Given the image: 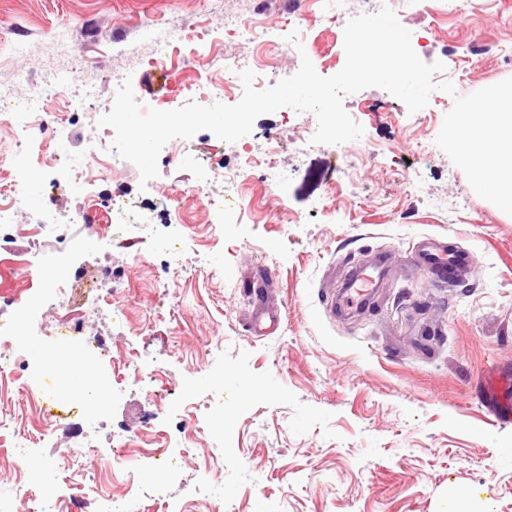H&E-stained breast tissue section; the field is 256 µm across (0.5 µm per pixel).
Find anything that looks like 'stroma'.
<instances>
[{
	"label": "stroma",
	"instance_id": "stroma-1",
	"mask_svg": "<svg viewBox=\"0 0 512 512\" xmlns=\"http://www.w3.org/2000/svg\"><path fill=\"white\" fill-rule=\"evenodd\" d=\"M252 4L0 0V33L23 42L0 82L23 94L27 75L70 68L96 84L80 109L65 95L48 103L66 124V149L79 156L124 79L142 105L181 100L179 73L146 63L153 42L144 24L192 33L179 46L187 56L218 44L249 57L255 44L228 31ZM369 9V0H350L341 15L313 5L302 30L323 54L314 64L320 75L342 69L344 26ZM427 50L463 95L512 77V0H483L463 25L440 19ZM363 94L372 109L390 111L355 114L364 128L349 144L365 156L358 168L330 145L294 153L296 115L260 116L247 135L260 148L268 135L284 139L277 160L287 180L252 181L249 193L278 200L294 224L233 214L216 226L199 208L183 227L186 256H173L158 235L185 182L173 176L143 191L134 166L97 178V192L122 185L154 219L129 226L108 251L74 225L71 254L81 264H138L139 284L116 299L124 318L105 309L91 321L111 343L112 361L95 364L79 351L45 375L44 355L62 345L54 336L11 361L0 385V499L11 500L12 512H28L21 485L50 505L76 486L81 512H102L85 482L107 466L114 475L101 489L134 494L143 512H447L460 496L466 512H512V418L490 423L482 385L498 372V397L512 402V216L479 197L436 145L443 113H409L379 88ZM428 237L468 251L470 272L438 278L417 258ZM359 265L380 267L377 288L364 309H341L346 275ZM158 365L176 386L160 412L143 381ZM47 376L69 427L39 448L45 464L32 476L6 463L44 424L30 392ZM89 378L117 390L113 407L78 398ZM192 418L193 435L180 433ZM133 433L164 435L188 455L180 468L158 469L136 453L106 462L95 449L105 435ZM74 443L88 452L61 470L58 449Z\"/></svg>",
	"mask_w": 512,
	"mask_h": 512
}]
</instances>
